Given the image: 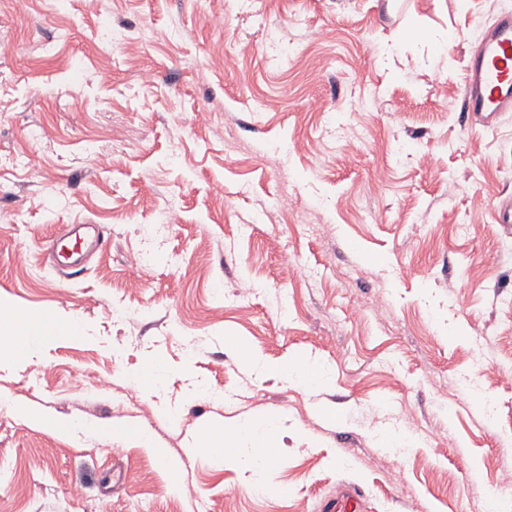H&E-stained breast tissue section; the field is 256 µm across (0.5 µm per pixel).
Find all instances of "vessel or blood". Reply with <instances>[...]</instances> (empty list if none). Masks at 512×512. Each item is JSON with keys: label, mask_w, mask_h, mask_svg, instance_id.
Instances as JSON below:
<instances>
[{"label": "vessel or blood", "mask_w": 512, "mask_h": 512, "mask_svg": "<svg viewBox=\"0 0 512 512\" xmlns=\"http://www.w3.org/2000/svg\"><path fill=\"white\" fill-rule=\"evenodd\" d=\"M462 109L492 128L505 113L512 112V11L499 12L487 28L468 61ZM108 237L89 236L83 225H60L49 244L54 264L63 279L73 280L85 273L83 255L106 250ZM359 488H345L339 501L325 505L324 512H358Z\"/></svg>", "instance_id": "vessel-or-blood-1"}]
</instances>
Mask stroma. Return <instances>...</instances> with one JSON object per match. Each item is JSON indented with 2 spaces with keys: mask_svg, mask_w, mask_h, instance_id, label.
I'll return each mask as SVG.
<instances>
[{
  "mask_svg": "<svg viewBox=\"0 0 512 512\" xmlns=\"http://www.w3.org/2000/svg\"><path fill=\"white\" fill-rule=\"evenodd\" d=\"M504 8L0 0V302L86 327L0 367V397L124 433L0 411V512H321L343 485L361 512H487L512 475V115L459 103ZM62 224L112 242L68 284L45 260ZM293 357L327 384L276 374ZM247 418L279 428L264 494L189 448ZM7 408L13 415L22 417L31 427L52 434L75 435L77 432H81L83 434H93L95 436L104 437L110 441H112V435L113 437L120 435V432L112 428L111 424H99L97 426L84 429L73 422L58 418L31 415L24 407L21 406L8 405Z\"/></svg>",
  "mask_w": 512,
  "mask_h": 512,
  "instance_id": "1",
  "label": "stroma"
}]
</instances>
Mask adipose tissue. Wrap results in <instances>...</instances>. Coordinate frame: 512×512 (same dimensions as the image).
Returning <instances> with one entry per match:
<instances>
[{
    "label": "adipose tissue",
    "instance_id": "ef3b65f1",
    "mask_svg": "<svg viewBox=\"0 0 512 512\" xmlns=\"http://www.w3.org/2000/svg\"><path fill=\"white\" fill-rule=\"evenodd\" d=\"M0 324L6 331L0 336V363L17 364L32 359L40 348L61 335L77 334L73 319L54 320L41 313L13 310L0 313ZM277 443L274 422L242 421L232 431L212 426L201 429L194 442L198 454L218 456L232 448L235 461L245 464L256 457H265Z\"/></svg>",
    "mask_w": 512,
    "mask_h": 512
}]
</instances>
